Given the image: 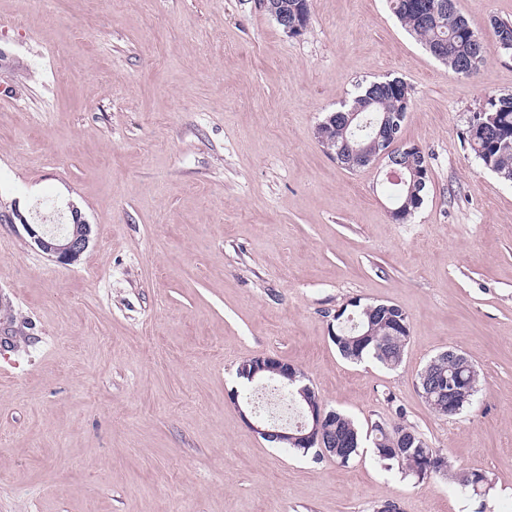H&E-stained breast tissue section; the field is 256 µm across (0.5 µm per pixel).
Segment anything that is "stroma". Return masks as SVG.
I'll return each mask as SVG.
<instances>
[{"mask_svg": "<svg viewBox=\"0 0 512 512\" xmlns=\"http://www.w3.org/2000/svg\"><path fill=\"white\" fill-rule=\"evenodd\" d=\"M457 7L487 38L512 20V0ZM310 12L291 37L259 0H0V512H512V185L461 137L512 93V56L460 77L387 0ZM393 77L431 172L404 223L382 163L342 168L314 136ZM72 205L92 235L70 266L6 221ZM356 298L408 314L397 369L337 351ZM448 349L480 375L451 417L417 386ZM259 355L362 431L413 426L447 471L405 475L368 441L345 466L265 441L232 400Z\"/></svg>", "mask_w": 512, "mask_h": 512, "instance_id": "35a3bbf8", "label": "stroma"}]
</instances>
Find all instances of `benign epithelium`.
<instances>
[{"label": "benign epithelium", "instance_id": "7a95c632", "mask_svg": "<svg viewBox=\"0 0 512 512\" xmlns=\"http://www.w3.org/2000/svg\"><path fill=\"white\" fill-rule=\"evenodd\" d=\"M261 4L276 20L283 32L289 36L301 34L300 25L288 19V10L276 5L273 0H261ZM404 114L395 112L384 118L381 122L377 141L380 143L376 161L384 162L385 178L396 183H417L425 186L430 180L427 168L416 165L412 160H404V156L414 150V145L403 141L401 137ZM73 231H50L44 224H31L20 213L10 223L20 221L27 236L50 259L61 265H71L77 262L88 248L92 233L88 224L77 208L70 210ZM276 373L284 377L283 385H294L304 378V372L276 357L259 355L254 357V365L250 380H264L268 374ZM301 401L306 404L305 419L294 431L288 427L270 420L257 419L251 424L253 431L265 440L273 442L291 441L298 448H316L321 455L328 456L336 453V434L330 423L334 417V410L327 408L326 404L309 385L297 389Z\"/></svg>", "mask_w": 512, "mask_h": 512}]
</instances>
